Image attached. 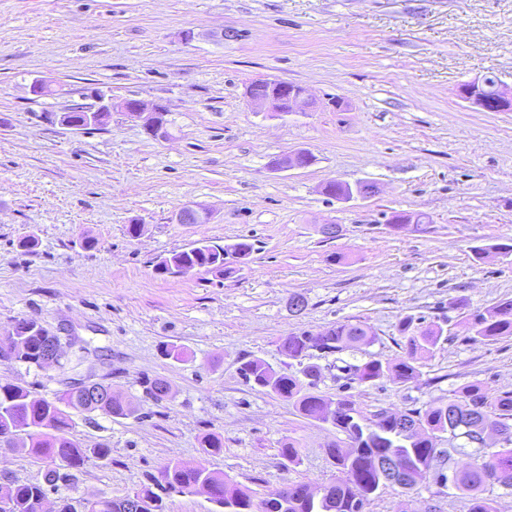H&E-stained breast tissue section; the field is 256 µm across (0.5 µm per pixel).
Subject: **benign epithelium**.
<instances>
[{"mask_svg": "<svg viewBox=\"0 0 512 512\" xmlns=\"http://www.w3.org/2000/svg\"><path fill=\"white\" fill-rule=\"evenodd\" d=\"M461 96L488 112H508L512 110V91L506 87H499L495 93V99L489 100L484 96L482 84L478 81L461 89ZM246 97L248 105L255 112H270L276 116L286 115L290 112H301L313 105L308 93L298 89L286 81H279L274 86H264L256 81L247 87ZM121 111L129 117L141 122L143 129L148 134L159 140L167 139L166 110L160 104L151 106L144 102L124 98L114 100L102 95L79 107H68L59 115L61 125L75 129V126L65 120L67 112L83 113L81 127L103 126L108 123L113 111ZM208 218L206 212L195 205L183 207L176 216L177 223L203 222Z\"/></svg>", "mask_w": 512, "mask_h": 512, "instance_id": "benign-epithelium-1", "label": "benign epithelium"}]
</instances>
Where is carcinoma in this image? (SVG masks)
Instances as JSON below:
<instances>
[{"mask_svg":"<svg viewBox=\"0 0 512 512\" xmlns=\"http://www.w3.org/2000/svg\"><path fill=\"white\" fill-rule=\"evenodd\" d=\"M187 269H203L223 277L236 272L224 263V246L214 242L174 251L156 264L160 275ZM15 330L12 362L29 368L41 367L43 350L53 334L31 319L17 321ZM468 331L475 342L512 337V299L472 314ZM401 333L405 334L408 358L396 362L372 359L356 367L350 365L348 371L354 372L362 382L391 378L405 383L417 379L420 372L414 355L435 346L442 337V329L428 327L413 331L411 321L406 320ZM368 340L363 324L338 323L318 334L292 333L282 339L281 353L301 365L297 374L275 372L259 359H249L240 367L248 382L294 402L305 417L325 422L322 406L335 405L331 424L351 439L353 447L328 449L340 476L325 486L320 506L301 496L297 484L288 486L286 497L276 490L256 501L223 473L179 460L169 461L151 478V483L121 498L76 496L77 473L93 460L109 459L112 449L103 445L81 446L72 434V414L97 412L111 418H126L134 413L132 405L112 393L110 386L105 402L90 407L84 396L73 389L48 400L35 397L24 386L0 383V443L45 465L43 481L39 483L9 480L0 485V512H35V503L46 497L49 490L59 493L54 512H135L124 505L125 500L135 496L141 497V503L150 512H167L164 495L192 493L200 484L211 487L214 512H225L226 504L237 507L236 512H366L370 502L386 487L373 461L376 458L383 461L390 454L405 461V479L399 484L405 492L424 483L449 482L466 501L467 512H496L494 499L488 492L496 486L512 491V392L496 393L472 384L448 394L446 400L431 402L423 410L398 411L396 419L386 409L369 417L346 398L332 403L314 392L320 368L303 364L312 351L340 354ZM487 424L497 428L500 447L492 448L484 439L483 428ZM441 434L448 435L446 448L437 447ZM464 448L471 449L467 453L469 461L453 475H446L445 462Z\"/></svg>","mask_w":512,"mask_h":512,"instance_id":"carcinoma-1","label":"carcinoma"}]
</instances>
